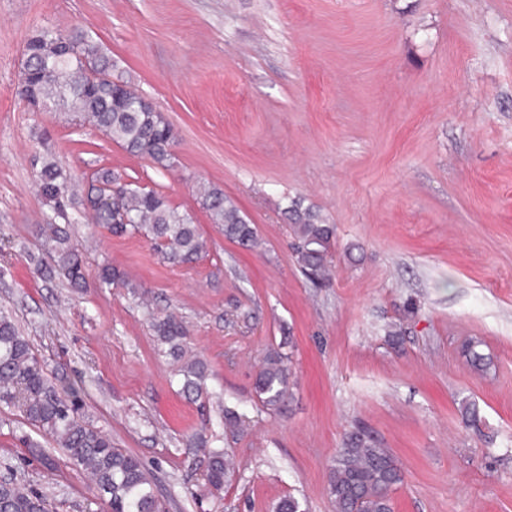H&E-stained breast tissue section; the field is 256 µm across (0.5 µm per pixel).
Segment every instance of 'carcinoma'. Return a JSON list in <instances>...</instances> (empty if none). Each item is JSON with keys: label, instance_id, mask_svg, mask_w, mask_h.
Returning <instances> with one entry per match:
<instances>
[{"label": "carcinoma", "instance_id": "carcinoma-1", "mask_svg": "<svg viewBox=\"0 0 512 512\" xmlns=\"http://www.w3.org/2000/svg\"><path fill=\"white\" fill-rule=\"evenodd\" d=\"M27 57L18 76L17 94L29 106L45 112L63 111L90 123L127 152L171 167L176 134L161 112L142 104L141 95L112 81V58L82 29L67 34L36 31L27 43ZM46 201L63 223L68 207L87 201L93 221L114 234H143L162 260L187 262L204 249L193 217L172 207L154 191L122 182L110 170L98 173L96 193L81 198L71 176L56 162L43 159L38 175ZM199 203L224 236L253 248L257 232L240 209L216 186L199 187ZM291 228L297 262L310 276L321 278L335 248V227L316 211L291 205ZM58 255L52 268L37 264V272L52 276L60 270L72 288L85 287L82 263L70 246L67 229L54 227ZM159 353L171 360L182 377L183 390L207 393L208 366L186 357L187 331L168 315L153 322ZM255 396L267 409H278L289 395L287 357L272 350L254 377ZM0 406L17 408L24 419L55 439L69 462L92 475L96 496L108 512H163L153 479L139 458L114 447L112 438L80 418L77 395H64L43 375L41 365L10 316L0 311ZM207 480L217 492L231 481L234 470L226 451L212 450L206 461ZM403 481L397 459L362 431L350 433L329 469L328 493L336 512H393L392 494ZM0 512H48L46 497L14 477L0 480Z\"/></svg>", "mask_w": 512, "mask_h": 512}]
</instances>
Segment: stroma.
Returning a JSON list of instances; mask_svg holds the SVG:
<instances>
[{
  "label": "stroma",
  "mask_w": 512,
  "mask_h": 512,
  "mask_svg": "<svg viewBox=\"0 0 512 512\" xmlns=\"http://www.w3.org/2000/svg\"><path fill=\"white\" fill-rule=\"evenodd\" d=\"M77 26L174 126L169 170L19 99L30 36ZM46 156L84 194L103 168L158 192L204 250L167 263L84 211L69 231L85 288L41 278L55 260ZM202 184L259 247L211 223ZM296 200L336 227L330 278L296 261ZM106 264L124 283H101ZM0 310L48 381L77 390L82 419L153 473L166 512H277L291 496L335 512L329 468L355 429L402 467L394 512H512V0H0ZM169 314L208 365L207 396L183 393L157 351L151 321ZM272 349L290 358L277 411L252 389ZM220 448L236 473L216 494L204 471ZM7 473L50 489L49 512H107L52 438L0 407ZM199 203L212 224H218L224 236L246 248L257 245V232L240 209L216 186L199 187Z\"/></svg>",
  "instance_id": "obj_1"
}]
</instances>
